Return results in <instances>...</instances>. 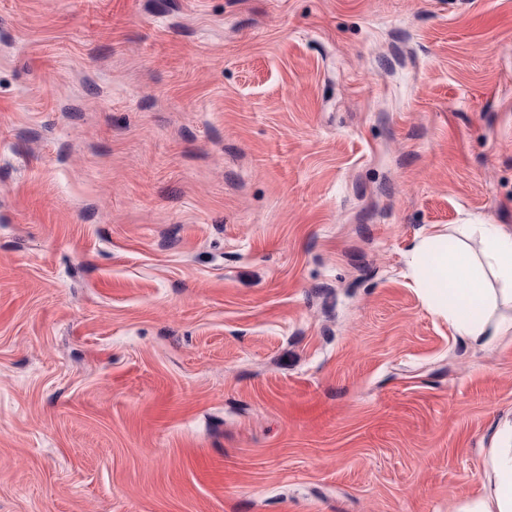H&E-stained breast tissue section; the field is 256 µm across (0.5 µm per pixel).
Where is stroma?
Segmentation results:
<instances>
[{
	"mask_svg": "<svg viewBox=\"0 0 512 512\" xmlns=\"http://www.w3.org/2000/svg\"><path fill=\"white\" fill-rule=\"evenodd\" d=\"M512 228V0H0V512H456L512 339L407 254Z\"/></svg>",
	"mask_w": 512,
	"mask_h": 512,
	"instance_id": "obj_1",
	"label": "stroma"
}]
</instances>
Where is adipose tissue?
<instances>
[{
  "mask_svg": "<svg viewBox=\"0 0 512 512\" xmlns=\"http://www.w3.org/2000/svg\"><path fill=\"white\" fill-rule=\"evenodd\" d=\"M461 236L479 234L474 260L445 233L429 232L412 246L409 270L428 309L473 345L490 348L512 337V231L499 224H463ZM489 491L458 512H512V443L490 449Z\"/></svg>",
  "mask_w": 512,
  "mask_h": 512,
  "instance_id": "obj_1",
  "label": "adipose tissue"
}]
</instances>
